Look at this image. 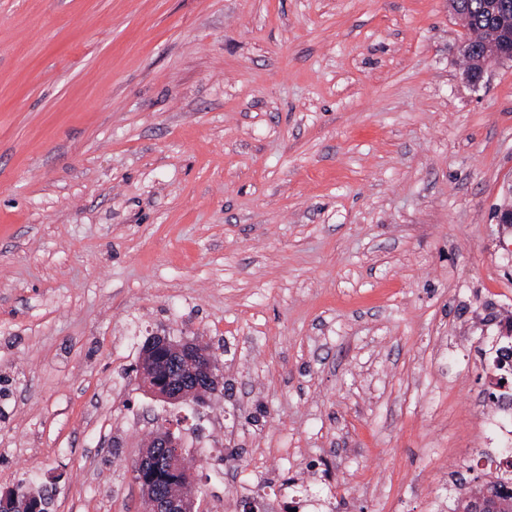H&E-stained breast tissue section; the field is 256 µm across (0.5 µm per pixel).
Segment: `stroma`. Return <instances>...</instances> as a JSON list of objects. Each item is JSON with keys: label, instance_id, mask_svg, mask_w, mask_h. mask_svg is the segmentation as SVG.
Returning a JSON list of instances; mask_svg holds the SVG:
<instances>
[{"label": "stroma", "instance_id": "35a3bbf8", "mask_svg": "<svg viewBox=\"0 0 512 512\" xmlns=\"http://www.w3.org/2000/svg\"><path fill=\"white\" fill-rule=\"evenodd\" d=\"M465 37L448 0H0V488L143 512L158 417L202 512L480 485L512 66L472 86ZM157 330L211 345L199 414L140 389Z\"/></svg>", "mask_w": 512, "mask_h": 512}]
</instances>
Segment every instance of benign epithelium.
<instances>
[{
	"label": "benign epithelium",
	"instance_id": "obj_1",
	"mask_svg": "<svg viewBox=\"0 0 512 512\" xmlns=\"http://www.w3.org/2000/svg\"><path fill=\"white\" fill-rule=\"evenodd\" d=\"M490 62L512 63V43L503 40L486 45L476 63L483 69ZM142 355L153 362L149 374L139 378L141 389L167 404L202 407L224 390V376L219 371L213 351L196 339H174L154 333L142 345ZM184 442L176 426L165 422L151 430V442L134 462L133 477L141 485L149 512H199L198 494L171 492L157 488L151 477L163 466L181 473Z\"/></svg>",
	"mask_w": 512,
	"mask_h": 512
}]
</instances>
